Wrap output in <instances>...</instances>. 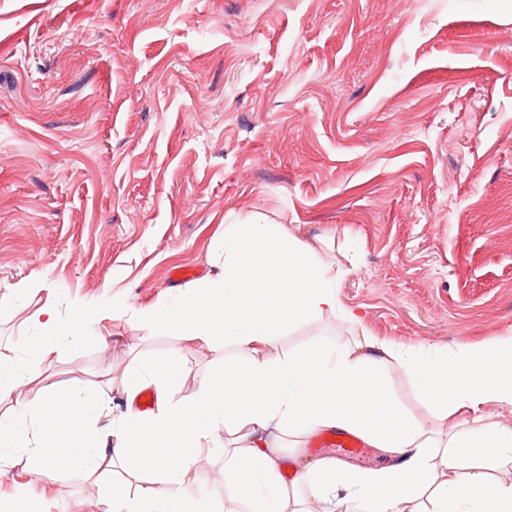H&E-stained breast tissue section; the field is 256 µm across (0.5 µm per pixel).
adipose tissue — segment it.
<instances>
[{
    "instance_id": "ef3b65f1",
    "label": "adipose tissue",
    "mask_w": 512,
    "mask_h": 512,
    "mask_svg": "<svg viewBox=\"0 0 512 512\" xmlns=\"http://www.w3.org/2000/svg\"><path fill=\"white\" fill-rule=\"evenodd\" d=\"M209 272L140 311L146 336L174 335L228 347L222 368L187 387L179 355L133 360L129 404L107 426L105 392L61 386L32 397L30 384L61 350L90 344L94 309L67 320L50 307L35 319L27 356L0 362V477L13 478L8 512H48L33 481L63 471L93 480L102 512H512V426L487 415L512 408V336L453 350L403 346L361 332L353 340L285 351L282 336L318 320L360 323L343 307L336 276L318 243L284 224L250 215L228 221L208 258ZM404 367L436 422L416 421L396 400L384 371ZM153 389L155 407L134 408ZM77 428V447L60 443L61 423ZM340 430L393 457L362 468L333 457L300 463L312 434ZM217 454L224 495L199 489L202 453ZM344 497H337V490Z\"/></svg>"
}]
</instances>
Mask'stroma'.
I'll return each mask as SVG.
<instances>
[{
    "instance_id": "35a3bbf8",
    "label": "stroma",
    "mask_w": 512,
    "mask_h": 512,
    "mask_svg": "<svg viewBox=\"0 0 512 512\" xmlns=\"http://www.w3.org/2000/svg\"><path fill=\"white\" fill-rule=\"evenodd\" d=\"M251 214L355 256L336 292L362 324L285 350L512 335V0H0V360L44 307H126L29 395L101 386L117 414L133 358L179 353L191 386L218 368L223 346L134 315ZM40 491L101 512L81 476Z\"/></svg>"
}]
</instances>
